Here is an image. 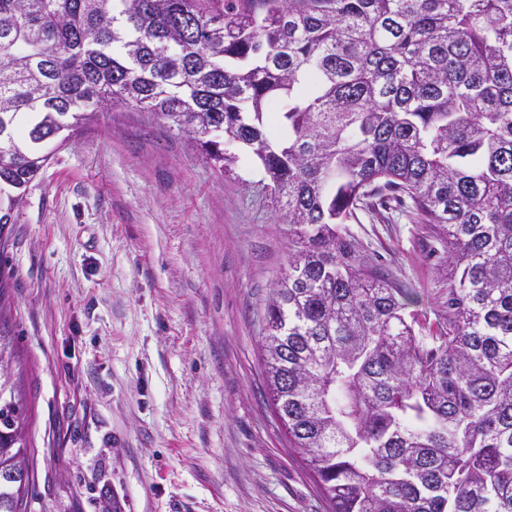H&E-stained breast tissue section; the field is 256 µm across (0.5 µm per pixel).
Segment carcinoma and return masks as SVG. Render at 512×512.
<instances>
[{
    "mask_svg": "<svg viewBox=\"0 0 512 512\" xmlns=\"http://www.w3.org/2000/svg\"><path fill=\"white\" fill-rule=\"evenodd\" d=\"M0 0V183L117 105L223 173L250 148L294 229L268 387L331 512H512V0ZM448 236V311L341 225L382 191ZM0 436V512H26Z\"/></svg>",
    "mask_w": 512,
    "mask_h": 512,
    "instance_id": "1",
    "label": "carcinoma"
}]
</instances>
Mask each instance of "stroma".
Segmentation results:
<instances>
[{"instance_id":"35a3bbf8","label":"stroma","mask_w":512,"mask_h":512,"mask_svg":"<svg viewBox=\"0 0 512 512\" xmlns=\"http://www.w3.org/2000/svg\"><path fill=\"white\" fill-rule=\"evenodd\" d=\"M220 174L119 106L52 157L0 224V322L34 479L27 512H329L269 397L268 296L291 227L240 144ZM360 253L448 309V244L395 199L343 225Z\"/></svg>"}]
</instances>
